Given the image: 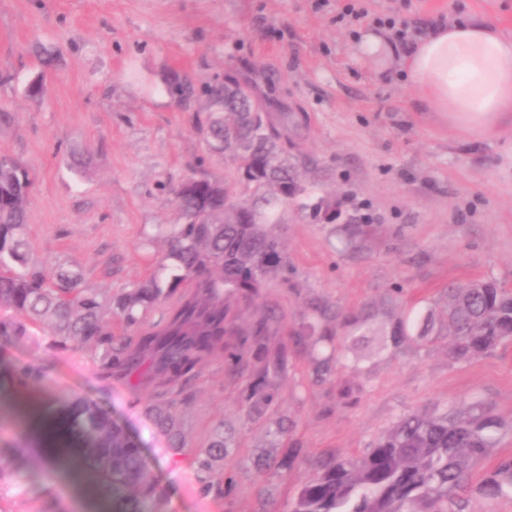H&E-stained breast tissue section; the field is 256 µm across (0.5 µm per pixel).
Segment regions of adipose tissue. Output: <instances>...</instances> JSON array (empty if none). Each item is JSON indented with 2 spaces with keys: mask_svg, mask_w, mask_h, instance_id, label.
<instances>
[{
  "mask_svg": "<svg viewBox=\"0 0 512 512\" xmlns=\"http://www.w3.org/2000/svg\"><path fill=\"white\" fill-rule=\"evenodd\" d=\"M357 51L381 69L399 64L419 104L470 139L512 128V34L491 18L445 19L403 45L371 28Z\"/></svg>",
  "mask_w": 512,
  "mask_h": 512,
  "instance_id": "obj_1",
  "label": "adipose tissue"
}]
</instances>
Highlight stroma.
Wrapping results in <instances>:
<instances>
[{
  "mask_svg": "<svg viewBox=\"0 0 512 512\" xmlns=\"http://www.w3.org/2000/svg\"><path fill=\"white\" fill-rule=\"evenodd\" d=\"M493 16L512 32V0H0V153L32 180L27 213L31 261L81 267L85 284L109 296L164 259L155 235L176 222L173 189L188 178L223 179L231 164L212 153L200 124L204 99L177 103L168 87L196 89L233 77L265 112L288 115V153L303 191L274 231L288 270L262 288L240 321L267 310L274 341H289L316 299L343 313L368 309L386 322L433 306L451 283L492 279L512 287V131L465 140L439 113L420 108L398 67L376 69L356 52L364 29L400 40L437 19ZM42 80L44 92L28 91ZM84 155V172L70 157ZM366 224L350 252L335 224ZM330 347L293 349L274 418L302 456L287 470L258 466L266 424L250 420L252 366L233 373L222 354L203 367L176 410L188 443L168 452L142 413L132 377L101 376L77 343L0 335V451L22 449L17 485L0 489V512H87L71 484L38 460L24 416L28 403L53 414L57 398L84 396L139 440L167 512H290L298 489L326 454H360L406 413L479 399L507 421L491 469L512 456V341L467 364L447 339L384 348L344 360L335 383L314 379ZM42 365L37 387H13L21 365ZM234 428L224 462L223 503L203 496L188 460L220 423Z\"/></svg>",
  "mask_w": 512,
  "mask_h": 512,
  "instance_id": "stroma-1",
  "label": "stroma"
}]
</instances>
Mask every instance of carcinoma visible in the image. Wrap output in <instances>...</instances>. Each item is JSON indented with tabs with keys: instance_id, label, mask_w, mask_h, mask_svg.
<instances>
[{
	"instance_id": "carcinoma-1",
	"label": "carcinoma",
	"mask_w": 512,
	"mask_h": 512,
	"mask_svg": "<svg viewBox=\"0 0 512 512\" xmlns=\"http://www.w3.org/2000/svg\"><path fill=\"white\" fill-rule=\"evenodd\" d=\"M220 115L203 131L210 148L224 153V139L239 146L224 181L190 178L175 191L178 222L161 234L167 262L132 288L104 299L84 284L80 268L29 264L26 215L31 180L16 159L0 155V333L20 338L46 331L45 343L59 349L73 338L91 352L106 378L137 375L154 395L184 393L216 352L237 370L251 358L256 381L248 394L247 416L260 420L278 402L277 380L288 369V344L269 341L275 316L266 314L247 328H236L242 310L268 279L288 265L281 240L268 222L280 221L295 184L288 163V141L261 112L252 88L234 79L205 90ZM246 209L241 224H200L218 199ZM163 323L147 326L159 309ZM340 324L352 349L378 331L375 315L361 313L336 321V311L313 302L310 316L292 336L296 345L331 343ZM448 337V355L458 363L493 353L512 340V293L494 281L451 286L444 293V319L428 310L417 320L408 312L390 319L388 339L398 348L411 339ZM336 359L314 366L317 380L332 378ZM45 377L41 366L15 369L12 382L29 389ZM58 413L82 441L79 462L112 512H166L164 493L149 475L142 448L106 412L69 396ZM154 430L179 454L186 447L173 404L145 402ZM501 419L482 402L464 408L436 406L400 417L360 456L331 454L298 491L291 512H466L470 500L512 499V457L475 474L476 464L496 446ZM234 447L224 425L213 429L197 450L193 468L205 495L224 499V458ZM300 448H285L265 465L288 469Z\"/></svg>"
}]
</instances>
